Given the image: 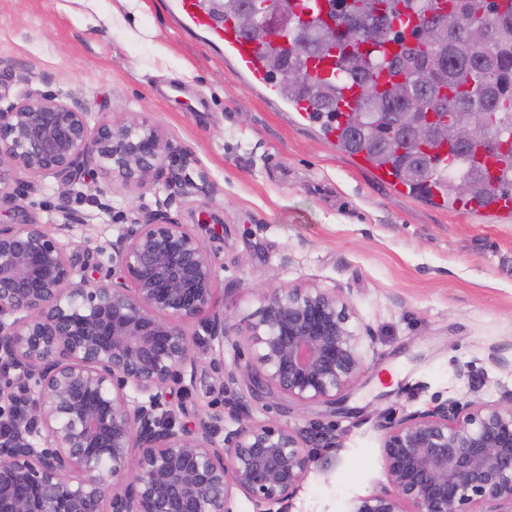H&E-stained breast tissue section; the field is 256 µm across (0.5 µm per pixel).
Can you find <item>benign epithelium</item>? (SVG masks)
Returning a JSON list of instances; mask_svg holds the SVG:
<instances>
[{"label":"benign epithelium","mask_w":512,"mask_h":512,"mask_svg":"<svg viewBox=\"0 0 512 512\" xmlns=\"http://www.w3.org/2000/svg\"><path fill=\"white\" fill-rule=\"evenodd\" d=\"M287 19L245 8L246 33ZM445 28L430 18L419 38ZM387 119L405 145L432 132L468 140L460 125L431 129L413 112ZM194 162L156 125L131 117L90 123L70 91H42L25 79L0 85V204L21 200L51 177L60 226L85 224L71 196L98 180L96 207L111 208L112 184L139 189L181 184ZM169 194L141 209L108 248L117 276L76 268L75 254L37 222L0 224V512H291L317 463L303 431L249 416L235 386L255 397L279 393L336 413L366 370L362 347L375 336L351 324L336 290L276 288L245 332L249 356L224 365L228 315L217 298L213 260L200 238L168 212ZM216 352L225 434L215 413L193 427L176 422L172 395L196 381L198 349ZM325 451L340 448L314 426ZM385 483L348 512H512V390L495 404L435 399L390 418L381 437Z\"/></svg>","instance_id":"obj_1"}]
</instances>
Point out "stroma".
I'll use <instances>...</instances> for the list:
<instances>
[{"label": "stroma", "mask_w": 512, "mask_h": 512, "mask_svg": "<svg viewBox=\"0 0 512 512\" xmlns=\"http://www.w3.org/2000/svg\"><path fill=\"white\" fill-rule=\"evenodd\" d=\"M117 0H0V83L33 77L43 90L73 92L92 120L130 116L158 125L195 161L171 216L199 236L215 262L229 323L244 330L263 289L336 290L376 340L367 371L348 392L346 414L284 398H249L260 422L308 429L332 423L342 444L321 455L291 512H347L385 481L382 428L435 396L497 403L512 389V223L449 212L381 182L358 158L249 88L221 48L185 29L170 0H143L137 19ZM94 183L75 198L87 224L59 232L83 255L106 245L155 191L116 184L112 209L92 205ZM55 189L20 211L0 206V224L57 219ZM500 344L511 365L488 358ZM190 394L176 399L179 423L220 409L210 351ZM470 365L471 379L457 375Z\"/></svg>", "instance_id": "obj_1"}]
</instances>
